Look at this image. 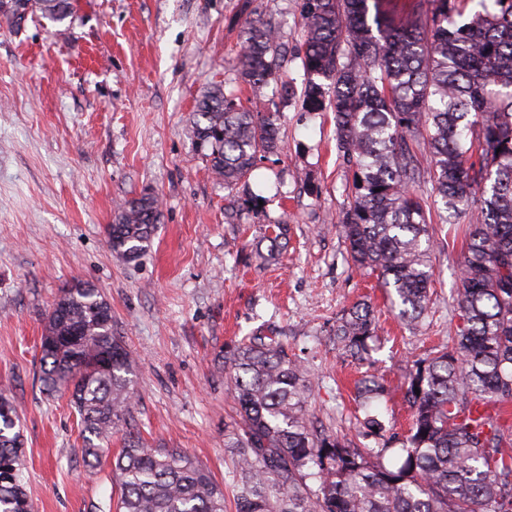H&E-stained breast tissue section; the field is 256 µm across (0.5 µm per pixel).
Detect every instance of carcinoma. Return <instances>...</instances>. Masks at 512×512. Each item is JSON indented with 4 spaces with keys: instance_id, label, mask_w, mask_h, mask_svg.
<instances>
[{
    "instance_id": "cac0c4a2",
    "label": "carcinoma",
    "mask_w": 512,
    "mask_h": 512,
    "mask_svg": "<svg viewBox=\"0 0 512 512\" xmlns=\"http://www.w3.org/2000/svg\"><path fill=\"white\" fill-rule=\"evenodd\" d=\"M239 76L283 82L278 24L248 14ZM73 0H23L0 9L10 25L39 15L61 22ZM299 58L306 112L333 113L338 157L352 171L339 232L356 265L378 273L399 318L419 322L433 276L424 198L466 218L453 345L414 361L403 401L411 423L401 463L387 448H362L319 428L305 408L300 362L269 336L228 344L239 420L224 447L235 458L237 512H512V0H416L393 22L380 0H301ZM202 158L238 203L259 207L248 176L281 150L280 103H250L239 86L205 90L194 110ZM151 192L122 203L107 228L117 255L135 260L159 222ZM112 310L93 286L63 288L40 343L42 389L68 395L79 416L88 467L130 426L133 359ZM379 317L358 303L336 323V346L364 361ZM420 393H415V390ZM363 435L385 424L370 411L385 396L368 375L357 386ZM18 407L0 392V512H33L22 479ZM115 512H224V490L183 448H149L128 435L112 457Z\"/></svg>"
}]
</instances>
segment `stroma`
I'll list each match as a JSON object with an SVG mask.
<instances>
[{
  "label": "stroma",
  "mask_w": 512,
  "mask_h": 512,
  "mask_svg": "<svg viewBox=\"0 0 512 512\" xmlns=\"http://www.w3.org/2000/svg\"><path fill=\"white\" fill-rule=\"evenodd\" d=\"M280 21L285 78L302 90L299 0H254ZM238 0H78L54 23L0 19V391L21 413L24 482L35 512H109L118 492L110 460H82L78 416L67 396L38 381L45 318L64 284L92 283L112 306L133 354L131 430L152 447L184 448L224 488L235 512L237 477L224 436L236 420L226 344L264 331L304 366L306 409L339 436L361 439L354 382L390 390L378 413L399 437L408 427L405 376L416 359L450 343L462 227L427 205L434 270L417 324H401L380 279L358 268L339 235L351 172L336 153L332 113L281 108L284 150L248 180L261 208L236 207L198 152L191 114L206 87L237 76ZM153 192L161 218L136 262L112 252L105 229L118 201ZM287 243L269 256L272 225ZM380 309L370 356L352 361L333 341L352 305Z\"/></svg>",
  "instance_id": "stroma-1"
}]
</instances>
